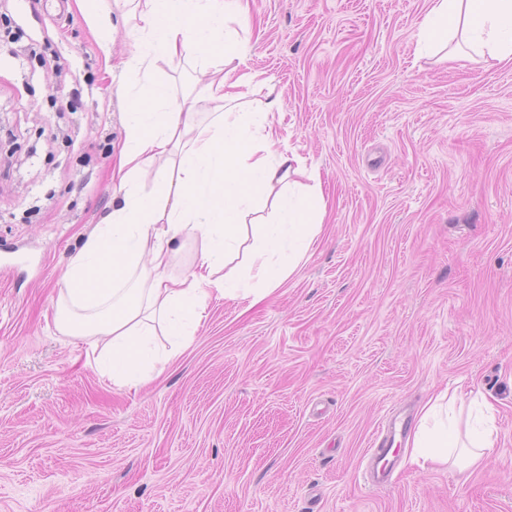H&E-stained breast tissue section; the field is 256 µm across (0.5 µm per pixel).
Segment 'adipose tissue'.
<instances>
[{"label": "adipose tissue", "instance_id": "obj_1", "mask_svg": "<svg viewBox=\"0 0 512 512\" xmlns=\"http://www.w3.org/2000/svg\"><path fill=\"white\" fill-rule=\"evenodd\" d=\"M140 44L125 62L137 79L126 98V143L112 172L111 211L71 258L54 314L59 333L85 339L101 374L117 386L160 376L173 352L148 345L155 329L189 339L217 296L236 299L256 281L255 299L293 272L299 251L317 234L325 201L320 184L300 195L307 168L282 149L272 126L252 131L253 115L233 111L255 73L239 71L240 55L226 16L246 17L243 0H134ZM424 47L448 44L452 60L512 59V0H431L419 24ZM194 54L202 80L181 97L155 76L158 59ZM152 176L154 186L141 182ZM271 200L270 219L247 216ZM202 243L196 269L173 277L168 268L187 238ZM240 257V267L228 268ZM438 399L423 408L412 437L419 467H473L489 459L495 428L486 424L466 443L447 424L430 426Z\"/></svg>", "mask_w": 512, "mask_h": 512}]
</instances>
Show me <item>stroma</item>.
<instances>
[{
    "instance_id": "stroma-1",
    "label": "stroma",
    "mask_w": 512,
    "mask_h": 512,
    "mask_svg": "<svg viewBox=\"0 0 512 512\" xmlns=\"http://www.w3.org/2000/svg\"><path fill=\"white\" fill-rule=\"evenodd\" d=\"M431 0H249L229 29L268 114L322 186L319 233L257 306L210 298L149 383L102 376L54 327L70 257L112 208L125 140L127 0H0L55 76L0 41V512H512V61L421 50ZM112 16L103 48L93 9ZM79 111H66L71 101ZM495 407L496 446L458 473L399 448L392 415L442 392ZM21 51L31 62L37 60L42 68L51 69L55 71L58 76L62 74L66 75L68 72H71L70 65L63 56L53 52V54L48 57L35 43H29L21 47ZM396 435V430L394 431L393 436L387 440H383L378 447L375 449L374 453V465L372 471L370 473V483L374 486H384L386 485L391 478L392 467L389 461L384 462L381 466H379L380 462L386 458L392 448L386 447V443L394 442Z\"/></svg>"
}]
</instances>
